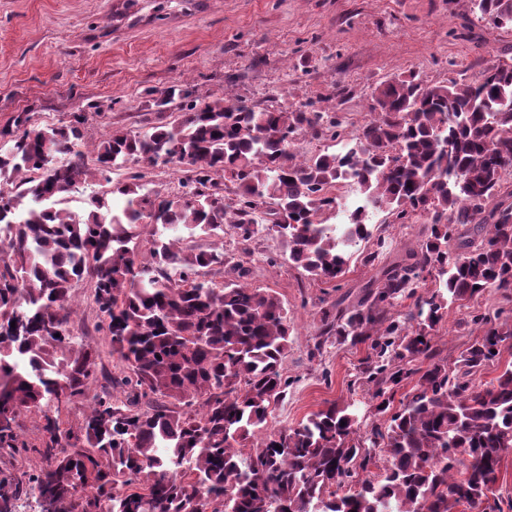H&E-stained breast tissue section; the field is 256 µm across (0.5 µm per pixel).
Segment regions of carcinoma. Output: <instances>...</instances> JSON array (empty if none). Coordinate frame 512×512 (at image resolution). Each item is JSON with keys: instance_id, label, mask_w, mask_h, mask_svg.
Returning <instances> with one entry per match:
<instances>
[{"instance_id": "cac0c4a2", "label": "carcinoma", "mask_w": 512, "mask_h": 512, "mask_svg": "<svg viewBox=\"0 0 512 512\" xmlns=\"http://www.w3.org/2000/svg\"><path fill=\"white\" fill-rule=\"evenodd\" d=\"M467 2L488 23L512 26V0ZM145 97L159 113L177 106L180 121L115 128L89 153L85 112L48 128L23 112L0 126V186H9L0 250L10 251L0 265V451L29 448L20 418L33 413L42 459L25 479L0 471V512L30 491L47 512H458L495 492L512 452V365L491 382L480 376L512 325L488 313L458 321L475 338L451 364L435 336L452 304L491 291L512 299V203L503 201L512 197V62H492L475 83L428 85L414 72L385 79L372 88L357 147L301 159L290 151L296 135L336 139L332 108L222 97L200 107L183 85ZM130 164L180 168L181 192L149 191L139 173L112 179ZM90 177L106 189L71 210ZM342 186L364 199L348 222L325 224ZM370 205L389 209L395 224L423 217L429 234L383 265L357 304L325 312L323 335L370 342L360 380L374 387V414L389 418L370 425L353 400L268 434L290 387L289 312L270 288L200 279L203 269L246 270L167 232L222 238L229 224L248 243L271 226L288 242V262L333 281L371 237ZM149 222L145 263L139 238ZM428 275L435 287L415 296ZM82 281L123 374L99 386V354L74 348L71 331L72 288ZM412 296L395 317L396 302ZM114 384L129 389L126 399ZM81 397L74 432L63 416ZM379 456L383 473L359 478Z\"/></svg>"}]
</instances>
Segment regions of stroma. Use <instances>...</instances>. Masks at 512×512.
Returning <instances> with one entry per match:
<instances>
[{"mask_svg": "<svg viewBox=\"0 0 512 512\" xmlns=\"http://www.w3.org/2000/svg\"><path fill=\"white\" fill-rule=\"evenodd\" d=\"M497 59H512V26L481 21L465 0H0V125L21 112L35 125H56L95 104L100 112L85 126L89 151L110 127L147 128L145 90L181 82L201 102L334 101L346 142L367 118L376 81L413 71L429 84L475 82ZM370 222L391 252L426 231L422 218L400 226L384 209ZM179 235L185 245L242 258L245 283L276 291L291 313L283 368L292 384L273 409L270 431L334 403L370 401L371 389L357 382L369 346L320 337L322 309L357 298L373 276L362 253L330 284L292 266L285 239L274 232L247 246L229 227L220 240L184 229ZM495 311L512 322V302L497 295L453 307L438 327L442 355L455 360L468 344L469 335L456 330L460 319ZM95 321L92 305H83L76 341L100 351L98 373L120 376Z\"/></svg>", "mask_w": 512, "mask_h": 512, "instance_id": "stroma-1", "label": "stroma"}]
</instances>
